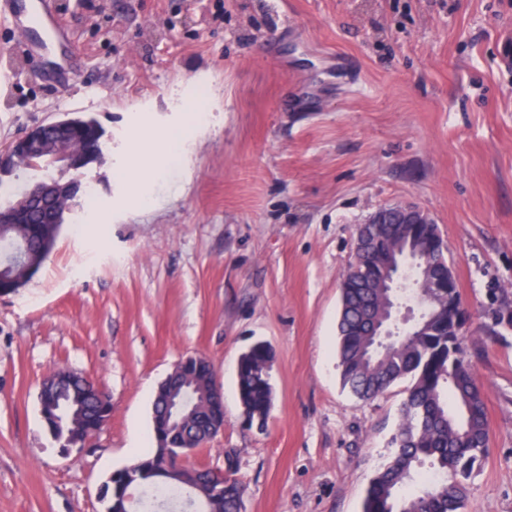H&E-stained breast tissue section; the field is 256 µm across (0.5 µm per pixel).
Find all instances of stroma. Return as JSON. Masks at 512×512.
Wrapping results in <instances>:
<instances>
[{"instance_id":"35a3bbf8","label":"stroma","mask_w":512,"mask_h":512,"mask_svg":"<svg viewBox=\"0 0 512 512\" xmlns=\"http://www.w3.org/2000/svg\"><path fill=\"white\" fill-rule=\"evenodd\" d=\"M77 53L66 86L0 18V151L95 118L96 210L74 208L41 270L0 296V512H104L100 489L152 435L180 359L210 361L242 512H362L407 382L366 402L336 353L355 229L418 206L469 313L489 450L464 512H512V0H51ZM205 101H197L198 87ZM183 131L153 171L151 147ZM271 346L274 399L247 428L240 354ZM100 382L110 422L63 451L46 376Z\"/></svg>"}]
</instances>
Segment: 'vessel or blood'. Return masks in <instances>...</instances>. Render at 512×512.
<instances>
[{
    "label": "vessel or blood",
    "mask_w": 512,
    "mask_h": 512,
    "mask_svg": "<svg viewBox=\"0 0 512 512\" xmlns=\"http://www.w3.org/2000/svg\"><path fill=\"white\" fill-rule=\"evenodd\" d=\"M0 15L10 17L15 26L40 27L41 41L25 40L28 54L39 56L65 51L69 34L49 8L47 0H0Z\"/></svg>",
    "instance_id": "obj_1"
}]
</instances>
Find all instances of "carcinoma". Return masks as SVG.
I'll return each mask as SVG.
<instances>
[{
  "mask_svg": "<svg viewBox=\"0 0 512 512\" xmlns=\"http://www.w3.org/2000/svg\"><path fill=\"white\" fill-rule=\"evenodd\" d=\"M70 131L82 147L87 163L96 160V149L104 131L93 119H71ZM64 219L57 217L53 200L46 198L10 226L9 236L29 249V261L40 269L49 250L46 239H57ZM370 236V246L356 254L343 274L341 308L337 323V357L344 386L359 399L372 401L395 383L408 379L410 386L403 402L398 432L392 440L395 450L389 461L371 478L363 512H460L468 498V481L488 452V423L482 385L469 359L464 336L455 334L448 320V307H440L426 287L422 272L409 274L401 285L403 297L416 303L420 312L416 323L398 333L389 345H376L365 317H389L382 289L372 280L395 252L426 261L431 275L454 278L444 255L428 252L427 244L439 239L435 224L358 225L356 236ZM273 352L262 342L241 354L238 367V393L249 426L263 429L272 406L274 391L270 382ZM197 388L179 387L190 405L200 408L197 425L204 426L224 416V402L206 395L210 373L192 369ZM74 411L71 421L58 429L50 416L62 402ZM44 422L62 448L71 440L92 434L100 419L112 412V405L91 397L80 386L65 385L45 392L40 399ZM163 391L153 402L155 448L140 454L137 483L150 490V497L162 491L186 495L175 481L159 482L151 470L168 452L186 443L185 432L167 428ZM431 472L436 478L427 480ZM132 483L127 469L115 472L104 486L108 512H131L124 500ZM245 487L232 477L224 480V490L215 491L222 512H241Z\"/></svg>",
  "mask_w": 512,
  "mask_h": 512,
  "instance_id": "obj_1",
  "label": "carcinoma"
}]
</instances>
